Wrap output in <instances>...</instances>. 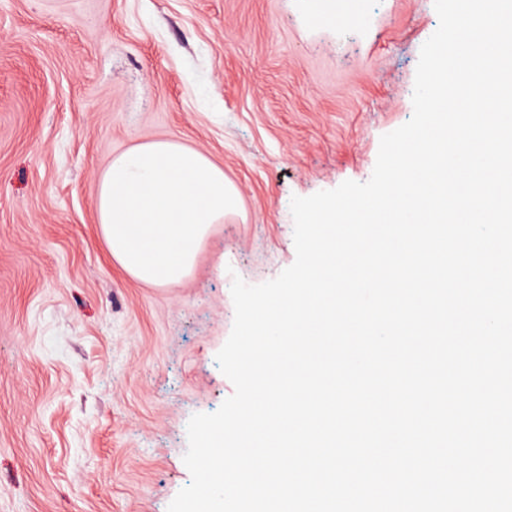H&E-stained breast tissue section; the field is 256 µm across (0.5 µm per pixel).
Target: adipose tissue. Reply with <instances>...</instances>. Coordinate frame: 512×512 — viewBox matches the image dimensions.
Masks as SVG:
<instances>
[{"mask_svg": "<svg viewBox=\"0 0 512 512\" xmlns=\"http://www.w3.org/2000/svg\"><path fill=\"white\" fill-rule=\"evenodd\" d=\"M238 207L223 168L173 140L136 144L98 177L96 216L109 256L150 285L188 277L212 226Z\"/></svg>", "mask_w": 512, "mask_h": 512, "instance_id": "adipose-tissue-1", "label": "adipose tissue"}]
</instances>
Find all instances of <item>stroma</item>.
I'll return each instance as SVG.
<instances>
[{
	"mask_svg": "<svg viewBox=\"0 0 512 512\" xmlns=\"http://www.w3.org/2000/svg\"><path fill=\"white\" fill-rule=\"evenodd\" d=\"M308 2L0 0V512H167L189 419L234 392L233 277L292 265V197L368 181L411 119L434 0ZM159 139L223 167L242 212L152 286L110 259L95 197Z\"/></svg>",
	"mask_w": 512,
	"mask_h": 512,
	"instance_id": "obj_1",
	"label": "stroma"
}]
</instances>
